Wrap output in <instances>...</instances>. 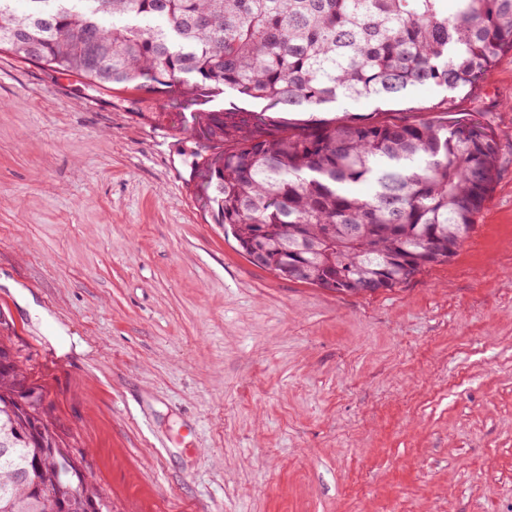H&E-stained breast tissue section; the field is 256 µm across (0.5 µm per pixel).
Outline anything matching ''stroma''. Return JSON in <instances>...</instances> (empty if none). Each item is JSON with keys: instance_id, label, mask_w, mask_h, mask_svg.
<instances>
[{"instance_id": "1", "label": "stroma", "mask_w": 512, "mask_h": 512, "mask_svg": "<svg viewBox=\"0 0 512 512\" xmlns=\"http://www.w3.org/2000/svg\"><path fill=\"white\" fill-rule=\"evenodd\" d=\"M460 114L500 143L475 231L340 294L214 223L182 112L0 50L1 337L112 512H512V54Z\"/></svg>"}]
</instances>
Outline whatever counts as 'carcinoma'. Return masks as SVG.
Returning a JSON list of instances; mask_svg holds the SVG:
<instances>
[{"label": "carcinoma", "instance_id": "1", "mask_svg": "<svg viewBox=\"0 0 512 512\" xmlns=\"http://www.w3.org/2000/svg\"><path fill=\"white\" fill-rule=\"evenodd\" d=\"M14 2L0 0V50L98 93L189 110L186 130L209 150L193 179L214 223L246 256L264 225L271 264L320 241L301 258L336 276L339 293L392 289L447 262L493 192L499 145L487 122L316 113L425 85L444 95L411 111H457L512 53V0H455L451 12L447 0H26L23 12ZM225 93L263 108L207 107ZM44 399L1 342L0 512H51L75 494L87 512H110L84 458L65 464L51 409L18 406Z\"/></svg>", "mask_w": 512, "mask_h": 512}]
</instances>
